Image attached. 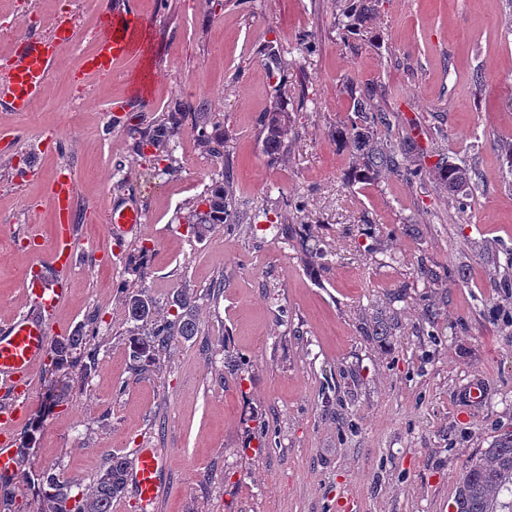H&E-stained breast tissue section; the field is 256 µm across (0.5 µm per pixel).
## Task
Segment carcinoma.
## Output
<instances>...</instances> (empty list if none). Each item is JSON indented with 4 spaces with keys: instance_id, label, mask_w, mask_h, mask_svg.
I'll return each instance as SVG.
<instances>
[{
    "instance_id": "cac0c4a2",
    "label": "carcinoma",
    "mask_w": 512,
    "mask_h": 512,
    "mask_svg": "<svg viewBox=\"0 0 512 512\" xmlns=\"http://www.w3.org/2000/svg\"><path fill=\"white\" fill-rule=\"evenodd\" d=\"M367 0H347L340 22L344 35H355L369 11ZM375 91L353 97L351 110L354 118L345 137L358 155L361 177L379 178L394 176L410 181L420 179L429 172L448 191L464 196L471 192V175L468 168L451 162L443 153H435L434 169L427 168L419 158L417 142L409 136L396 134L399 120L393 113L374 103ZM185 113L181 107L169 114V124L162 126L150 139L162 143L181 126ZM288 113L280 99H275L262 130L266 146L280 150L287 135ZM193 136L199 149L215 158L224 156V139L216 138L202 125L193 126ZM206 210L194 214L193 228L198 238L206 236L220 224L233 218V198L224 184L213 187L201 200ZM281 233L296 239L303 253L314 254L326 265L327 253L319 243L312 242L305 225L279 224ZM127 320L135 323L129 340L131 369L136 374L155 368L160 352L166 350L177 337L196 334L194 296L180 291L173 297L170 309L164 315L156 311L153 300L145 294L129 295L125 299ZM98 335L97 317L89 319V333H74L53 343L49 352L48 370L75 369L81 378H88L95 370L99 348L92 343ZM129 461L123 456L112 457L107 467L87 491H74L75 484L59 480L50 471H44L33 479V489L39 499L42 512H112V502L124 494ZM512 492V431L501 433L484 453L465 467L454 500L455 512H501L512 510L511 503L501 501L504 492ZM16 499L14 478L0 474V509L11 512Z\"/></svg>"
}]
</instances>
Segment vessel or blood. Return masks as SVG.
I'll return each mask as SVG.
<instances>
[{
    "label": "vessel or blood",
    "instance_id": "b4317fda",
    "mask_svg": "<svg viewBox=\"0 0 512 512\" xmlns=\"http://www.w3.org/2000/svg\"><path fill=\"white\" fill-rule=\"evenodd\" d=\"M144 29L136 19L135 7L125 14L105 16L96 34V49L84 60L83 73L98 76L137 55ZM75 26L71 18H56L43 36L22 41L4 72L0 73V103L11 111H29L33 101L45 90L51 71L63 49L73 41ZM75 185L70 176L58 175L50 184L48 199L60 211L71 208ZM141 211L133 206L111 211L108 233L137 231ZM75 264L72 227L61 224L49 245L41 247L27 269V304L24 311L0 326V394L8 404L0 410V472L14 473L15 452L10 437L26 410L20 403L27 395L32 374L48 354L56 335L49 314L64 294V286ZM162 459L151 449L139 451L132 468V482L144 508H152L162 493Z\"/></svg>",
    "mask_w": 512,
    "mask_h": 512
}]
</instances>
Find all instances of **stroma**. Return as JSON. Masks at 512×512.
Returning a JSON list of instances; mask_svg holds the SVG:
<instances>
[{
    "label": "stroma",
    "instance_id": "35a3bbf8",
    "mask_svg": "<svg viewBox=\"0 0 512 512\" xmlns=\"http://www.w3.org/2000/svg\"><path fill=\"white\" fill-rule=\"evenodd\" d=\"M121 6L0 0V67L55 16L80 33L30 111L0 103V326L25 303V235L54 236L46 196L60 173L76 184L78 263L51 320L65 336L101 320L85 384L34 371L21 424L31 471L84 491L110 456L155 448L166 488L153 512H336L342 496L356 512H453L466 463L512 431V292L487 278L512 249V0H376L347 38L344 0H139L150 27L140 56L74 80L101 16ZM147 68L156 83L134 93L128 72ZM371 87L402 134L475 170L466 211L432 175L360 179L340 130L351 90ZM278 97L288 134L273 156L261 121ZM177 103L187 117L166 144V173L133 137L151 136ZM197 112L223 135L222 158L198 149ZM28 165L40 177L16 183ZM226 169L244 228L197 238L187 215ZM290 198L302 204L290 223L309 225L327 267L310 268L275 227ZM127 205L145 222L103 262L110 211ZM421 265L442 277L427 290L431 324L416 294L393 297ZM456 269L467 279L450 278ZM184 288L199 297L196 335L172 342L160 372L134 376L126 295L144 291L164 312ZM377 320L395 321L393 334L364 335ZM230 355L241 373L225 368Z\"/></svg>",
    "mask_w": 512,
    "mask_h": 512
}]
</instances>
